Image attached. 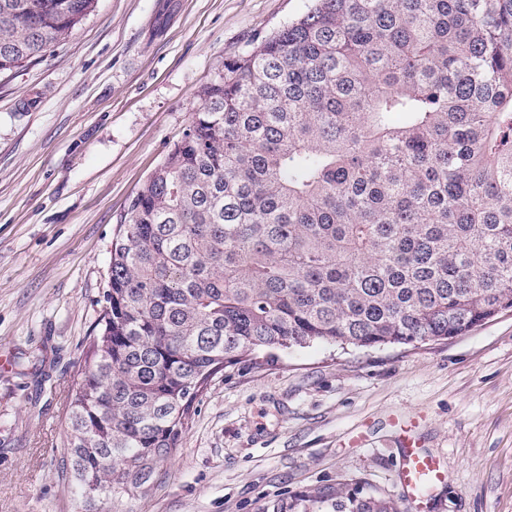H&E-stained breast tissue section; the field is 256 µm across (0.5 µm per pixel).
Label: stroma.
<instances>
[{"label":"stroma","mask_w":512,"mask_h":512,"mask_svg":"<svg viewBox=\"0 0 512 512\" xmlns=\"http://www.w3.org/2000/svg\"><path fill=\"white\" fill-rule=\"evenodd\" d=\"M311 0H98L0 82V512H72L65 395L131 197L224 58ZM151 480L97 512H274L336 483L405 512H512V311L415 347L315 343L218 374ZM444 478L414 502L407 447Z\"/></svg>","instance_id":"stroma-1"}]
</instances>
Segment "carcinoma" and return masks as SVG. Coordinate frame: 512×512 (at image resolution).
I'll list each match as a JSON object with an SVG mask.
<instances>
[{"label": "carcinoma", "mask_w": 512, "mask_h": 512, "mask_svg": "<svg viewBox=\"0 0 512 512\" xmlns=\"http://www.w3.org/2000/svg\"><path fill=\"white\" fill-rule=\"evenodd\" d=\"M95 0H0V76ZM121 216L68 390L76 512L141 487L260 350L417 346L512 308V0H314L224 58ZM403 512L338 483L288 512Z\"/></svg>", "instance_id": "1"}]
</instances>
